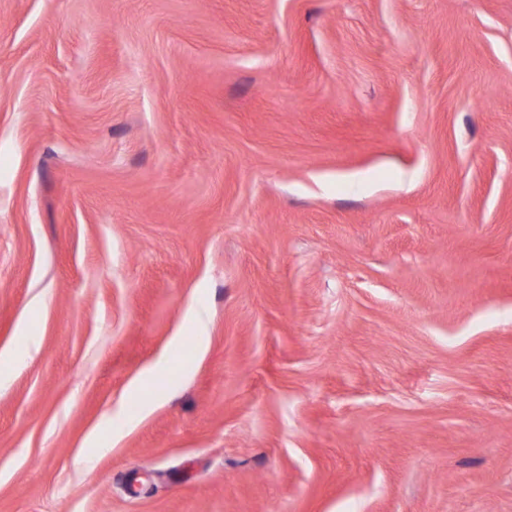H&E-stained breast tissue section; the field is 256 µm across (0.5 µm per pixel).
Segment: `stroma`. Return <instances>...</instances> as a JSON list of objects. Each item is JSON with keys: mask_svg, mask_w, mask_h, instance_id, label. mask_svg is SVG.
I'll return each mask as SVG.
<instances>
[{"mask_svg": "<svg viewBox=\"0 0 512 512\" xmlns=\"http://www.w3.org/2000/svg\"><path fill=\"white\" fill-rule=\"evenodd\" d=\"M5 350L0 512H512V0H0ZM165 380L162 373L158 372L156 367L152 366L144 374L134 380L129 386V396L144 400L145 409L149 410L159 401L158 393L164 389ZM151 390L156 391L154 395L148 396Z\"/></svg>", "mask_w": 512, "mask_h": 512, "instance_id": "stroma-1", "label": "stroma"}]
</instances>
